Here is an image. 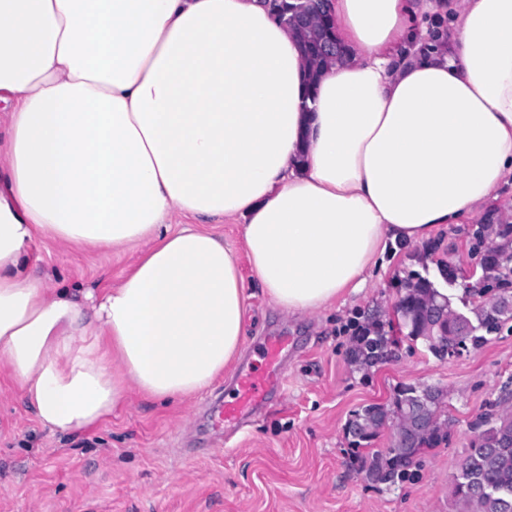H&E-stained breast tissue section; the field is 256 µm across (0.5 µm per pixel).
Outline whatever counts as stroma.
Masks as SVG:
<instances>
[{
    "instance_id": "1",
    "label": "stroma",
    "mask_w": 512,
    "mask_h": 512,
    "mask_svg": "<svg viewBox=\"0 0 512 512\" xmlns=\"http://www.w3.org/2000/svg\"><path fill=\"white\" fill-rule=\"evenodd\" d=\"M485 216L449 225L420 246L390 245L369 269L364 287L311 315L274 307L244 255L236 219L206 229L238 252L247 299L246 332L236 359L244 364L265 337H288L286 392L232 437L217 428L228 377L187 400L161 404L132 392L107 422L82 433L43 429L22 392L0 375V512H457L452 480L469 447L470 425L502 390L512 391V329L453 360L435 358L423 341L399 336L394 358L363 371L352 365L347 323L392 313L410 273L441 287L452 306L469 311L467 293L481 257L470 234ZM40 271L55 284H118L139 252L35 244ZM456 270L444 284L438 261ZM445 389L440 409L448 437L420 448L411 475L395 484L374 481L365 461L390 444L383 429L360 449L348 434L352 414L389 403L402 385Z\"/></svg>"
}]
</instances>
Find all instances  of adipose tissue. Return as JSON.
<instances>
[{
  "instance_id": "1",
  "label": "adipose tissue",
  "mask_w": 512,
  "mask_h": 512,
  "mask_svg": "<svg viewBox=\"0 0 512 512\" xmlns=\"http://www.w3.org/2000/svg\"><path fill=\"white\" fill-rule=\"evenodd\" d=\"M311 79L260 0H0V369L49 431L130 390L191 398L242 345L243 218L270 303L362 289L388 242L479 216L512 173V0H332ZM442 45L414 49L424 16ZM196 227L170 230L173 213ZM142 246L116 286L53 288L37 238Z\"/></svg>"
}]
</instances>
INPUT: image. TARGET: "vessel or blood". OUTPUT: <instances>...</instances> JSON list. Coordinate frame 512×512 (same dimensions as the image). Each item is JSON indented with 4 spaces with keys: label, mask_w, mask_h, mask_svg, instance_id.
<instances>
[{
    "label": "vessel or blood",
    "mask_w": 512,
    "mask_h": 512,
    "mask_svg": "<svg viewBox=\"0 0 512 512\" xmlns=\"http://www.w3.org/2000/svg\"><path fill=\"white\" fill-rule=\"evenodd\" d=\"M287 347V337H266L260 352V364L239 369L232 383L231 395L225 399L219 412L225 429L238 428L250 414L267 405L280 392L284 382L281 362Z\"/></svg>",
    "instance_id": "vessel-or-blood-1"
}]
</instances>
